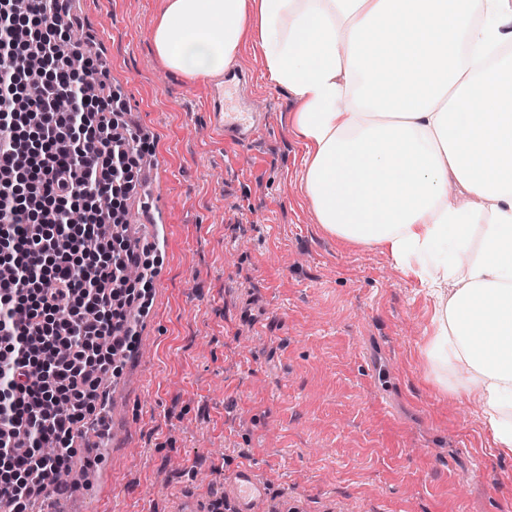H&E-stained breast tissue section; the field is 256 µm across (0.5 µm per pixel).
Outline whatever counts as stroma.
I'll return each instance as SVG.
<instances>
[{"instance_id":"obj_1","label":"stroma","mask_w":512,"mask_h":512,"mask_svg":"<svg viewBox=\"0 0 512 512\" xmlns=\"http://www.w3.org/2000/svg\"><path fill=\"white\" fill-rule=\"evenodd\" d=\"M164 0H71L153 143L129 203L157 264L136 350L112 388L108 499L68 480L78 512H165L169 497L220 496L240 461L299 512H512V457L476 400L442 398L420 346L431 300L379 248L320 227L302 187L294 102L252 46L232 66L265 133L238 148L208 127L209 79L170 71L151 33ZM385 375L384 388L369 380Z\"/></svg>"}]
</instances>
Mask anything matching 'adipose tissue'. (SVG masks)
<instances>
[{"mask_svg": "<svg viewBox=\"0 0 512 512\" xmlns=\"http://www.w3.org/2000/svg\"><path fill=\"white\" fill-rule=\"evenodd\" d=\"M247 41L294 100L322 228L430 291L429 379L512 456V0H165L152 29L190 77Z\"/></svg>", "mask_w": 512, "mask_h": 512, "instance_id": "adipose-tissue-1", "label": "adipose tissue"}]
</instances>
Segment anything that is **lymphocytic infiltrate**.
I'll list each match as a JSON object with an SVG mask.
<instances>
[{
	"label": "lymphocytic infiltrate",
	"mask_w": 512,
	"mask_h": 512,
	"mask_svg": "<svg viewBox=\"0 0 512 512\" xmlns=\"http://www.w3.org/2000/svg\"><path fill=\"white\" fill-rule=\"evenodd\" d=\"M63 0H0V512L63 491L102 378L156 275L115 211L139 148Z\"/></svg>",
	"instance_id": "lymphocytic-infiltrate-1"
}]
</instances>
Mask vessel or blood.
Listing matches in <instances>:
<instances>
[{
	"instance_id": "1",
	"label": "vessel or blood",
	"mask_w": 512,
	"mask_h": 512,
	"mask_svg": "<svg viewBox=\"0 0 512 512\" xmlns=\"http://www.w3.org/2000/svg\"><path fill=\"white\" fill-rule=\"evenodd\" d=\"M244 73L226 76L213 92L214 107L209 114V130L217 138L239 145L259 139L265 125L251 112H231L226 108V91L238 88ZM224 502L229 512H288V500L271 503L268 483L255 463L242 462L224 479ZM169 512H210V502L202 494H181L171 499Z\"/></svg>"
}]
</instances>
